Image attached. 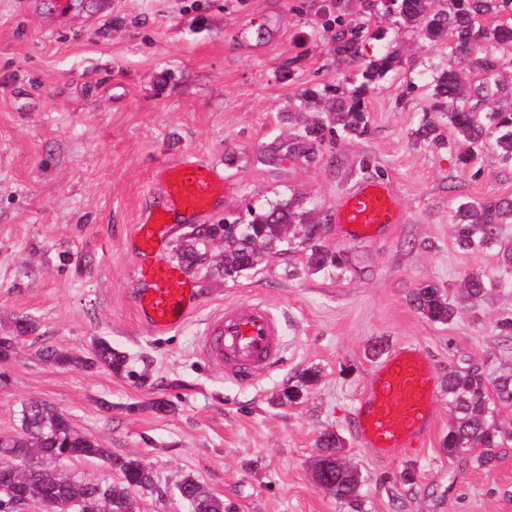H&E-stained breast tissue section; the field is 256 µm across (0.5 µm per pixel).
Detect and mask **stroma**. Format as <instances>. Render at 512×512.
Here are the masks:
<instances>
[{"label":"stroma","instance_id":"stroma-1","mask_svg":"<svg viewBox=\"0 0 512 512\" xmlns=\"http://www.w3.org/2000/svg\"><path fill=\"white\" fill-rule=\"evenodd\" d=\"M30 2L0 0V336L23 316L38 327L0 359V434L19 431L28 401L58 407L80 434L149 463L154 485L138 493L140 512H192L178 492L188 475L235 512H346L312 477L327 430L341 433L363 474L364 512H512V444L489 471L442 448L454 417L449 370L490 375L512 364V341L494 328L512 317V288L496 287L476 307L461 301L450 325L408 303L426 280L459 298L466 275H502L495 250L464 252L453 237L459 200L512 198V164L493 146L467 165L448 147L432 78L468 71L469 54L371 13L367 0H114L95 24L78 19L65 30L47 26ZM340 4L384 32L362 42L357 63L337 61L334 33L322 26ZM386 53L392 69L364 95L367 134L325 139L308 159L289 113L320 117L318 95L360 85L364 64ZM427 121L439 140L418 137ZM192 162L221 175L219 207L204 222H176L164 258L179 262L200 224L247 221L288 201L319 225L344 270L308 273L296 251L227 280L212 272L224 251L217 237L205 260L183 271L198 294L186 322L164 333L142 324L139 266L126 242L160 202L161 170ZM367 178L391 183L406 220L350 239L336 228V206ZM245 298L284 321L281 364L249 386L196 351L210 313ZM376 337L390 347L415 343L432 362L437 419L423 448L381 453L358 442L353 413L370 384L376 361L366 349ZM100 338L147 366L145 385L39 355L53 345L87 358ZM307 367L319 369L318 383L297 402L283 400ZM158 399L170 412L153 409ZM407 470L416 475L411 490Z\"/></svg>","mask_w":512,"mask_h":512}]
</instances>
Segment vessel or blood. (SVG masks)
Here are the masks:
<instances>
[{
	"label": "vessel or blood",
	"mask_w": 512,
	"mask_h": 512,
	"mask_svg": "<svg viewBox=\"0 0 512 512\" xmlns=\"http://www.w3.org/2000/svg\"><path fill=\"white\" fill-rule=\"evenodd\" d=\"M215 171L192 165L174 169L163 192L161 211H207L214 200ZM404 221L391 186L366 179L353 186L336 208L342 234L368 238ZM168 226L137 225L130 249L141 263L137 290L142 323L162 333L182 324L196 304L194 289L181 278L178 264L159 253ZM202 358L225 378L241 385L256 381L281 363V327L270 308L244 299L215 311L199 339ZM436 383L433 368L420 347L403 342L374 367L369 388L355 413L359 443L379 452L423 447L435 427Z\"/></svg>",
	"instance_id": "b4317fda"
}]
</instances>
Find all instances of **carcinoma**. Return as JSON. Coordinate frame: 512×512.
Returning <instances> with one entry per match:
<instances>
[{"mask_svg":"<svg viewBox=\"0 0 512 512\" xmlns=\"http://www.w3.org/2000/svg\"><path fill=\"white\" fill-rule=\"evenodd\" d=\"M449 9H433V0H396L395 9L400 17L415 24L430 40L448 39L461 51H478L472 68L482 72L496 68L494 50L512 46V26L502 25L488 32L477 25L483 15L512 11V0H449ZM343 4L337 5L336 17L325 20V25L335 28L336 58L357 56L358 46L365 38L362 23L346 22ZM392 57L384 56L370 61L361 72V89H366L377 78L387 73ZM435 96L448 97V125L457 138L473 147L493 139L502 158L512 163V110L492 106L486 112H472L465 108L469 99L470 77L455 71L443 72L434 78ZM325 119L306 124L299 139L309 146L308 156L316 157L318 144L333 133L342 139H357L368 131L364 100L359 93L347 94L336 86V98L328 101ZM301 214L292 211L291 203H279L260 213L251 226H241L224 219V223L211 229V233L224 232V261L217 273L234 278L260 265L274 249L283 253L290 250L291 224ZM512 221V200H470L458 205L453 216V233L459 248L471 251L492 248L499 243L501 225ZM301 243L308 249L307 266L315 272H332L344 269V258L325 248L320 241L316 224L301 225ZM490 284L479 276H471L464 283L465 298L474 304L482 302ZM409 303L426 319L441 325L452 324L459 314L458 305L431 282L420 284L410 294ZM45 361L70 366L79 358L62 348L47 347L42 350ZM88 366L106 367L114 373L143 382L145 375L134 369L127 356L105 340L95 345L92 357L85 360ZM316 378V371L302 370L297 384L288 388L290 400L300 396V389ZM448 400L455 413L454 422L443 440V448L450 456L461 454L469 457L474 467L491 469L498 460L499 449L512 441V431L502 427L497 420L501 406H512V366H503L496 376L487 379L484 373L471 367L448 371L446 385ZM21 430L0 446V465L10 461L21 448L33 452L45 451L49 455L70 449L73 459H100L106 461L117 474L115 483H81L72 480L56 469L32 471L22 477L20 492L27 503L40 504L50 493L59 496L83 494L100 501L105 512H123V498L130 492L153 485L151 468L137 456L112 454L97 441L78 433L66 414L46 403L31 401L21 410ZM321 454L314 462L313 474L324 476L327 484L334 486L336 499L349 508V512H363V478L359 469L344 462L340 452L344 448L341 436L335 431L323 433L318 439ZM182 493L187 496L192 512H234V506L213 495L195 478L182 480Z\"/></svg>","mask_w":512,"mask_h":512,"instance_id":"carcinoma-1","label":"carcinoma"}]
</instances>
